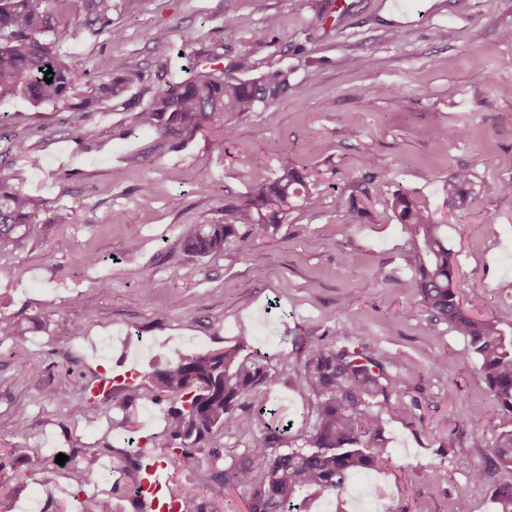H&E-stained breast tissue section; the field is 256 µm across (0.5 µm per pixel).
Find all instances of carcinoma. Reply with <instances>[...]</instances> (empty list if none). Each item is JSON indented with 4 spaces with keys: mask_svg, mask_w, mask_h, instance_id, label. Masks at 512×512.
I'll return each mask as SVG.
<instances>
[{
    "mask_svg": "<svg viewBox=\"0 0 512 512\" xmlns=\"http://www.w3.org/2000/svg\"><path fill=\"white\" fill-rule=\"evenodd\" d=\"M110 13L112 0H0V98L23 97L39 104L68 100L81 75L44 36L68 23L100 30L109 23ZM100 67L109 78L121 75L120 83L131 74L130 62L120 55L105 58ZM251 71V56L245 53L233 61L229 72L171 84L138 113L136 125L176 133L213 117L268 107L287 93L288 70L270 69L249 78ZM46 76L52 82L44 81ZM445 191L452 211H470L469 170L452 172ZM384 194L379 184L352 186L349 212L355 219L369 216L371 199ZM312 200L304 166L285 162L245 200L225 208L224 223L188 227L183 250L191 258L220 253L229 239L246 240L240 228L275 229L295 203ZM390 206L411 245L415 275L409 287L435 319L467 340L468 351L479 359L498 419L494 462L512 468V336L505 335L496 320L475 316L478 300L460 298L454 285L456 257L434 214L403 189L392 193ZM41 207L38 196L17 190L11 176L0 169V251L18 243ZM151 378L154 398L170 403L165 435L171 453L194 466L198 487L213 496L224 497L226 487L247 492L249 512H308L309 502L339 495L348 478L389 461L384 416L393 411L391 397L397 384L386 366L364 349L357 352L331 343L311 350L301 381L315 398V422L300 445L288 429H272L264 421L267 414L275 416L274 411L263 406L254 414L243 410L244 396L273 381L271 358L247 352L244 340L224 349L180 356L155 369ZM260 425L266 428L264 438L249 454L259 462L261 476L251 465L218 468L210 448L213 437L246 436ZM9 453L43 463L41 449L27 443L14 444ZM169 493L183 512H202L193 506L191 491L171 485ZM492 498L496 512H512V483L495 486Z\"/></svg>",
    "mask_w": 512,
    "mask_h": 512,
    "instance_id": "carcinoma-1",
    "label": "carcinoma"
}]
</instances>
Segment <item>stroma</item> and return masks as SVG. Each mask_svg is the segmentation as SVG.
Returning a JSON list of instances; mask_svg holds the SVG:
<instances>
[{"instance_id": "35a3bbf8", "label": "stroma", "mask_w": 512, "mask_h": 512, "mask_svg": "<svg viewBox=\"0 0 512 512\" xmlns=\"http://www.w3.org/2000/svg\"><path fill=\"white\" fill-rule=\"evenodd\" d=\"M228 16L241 26L225 27ZM111 19L95 32H60L58 52L82 74L68 101L0 100L12 183L43 200L26 237L0 253V318L22 329L0 336V512H78L88 466L100 474L90 491L104 512H145L134 499L139 471L125 458L133 445L141 462L166 463L170 482L192 486L193 467L166 459L168 403L151 397L145 377L243 337L271 357L274 377L265 394L244 398L245 410L277 409L293 435L315 421L304 363L336 339L365 344L413 408L387 418L389 462L319 501V512H367L363 485L382 512H495L493 488L512 470L490 463L496 420L480 363L408 288V235L385 199L373 200L372 221L353 224L347 198L364 183L420 200L444 222L459 295L479 297L480 315L512 334V0H112ZM159 28L169 43L152 41ZM243 53L255 73H290L270 108L177 138L137 127L166 83L221 71ZM113 54L138 78L93 102L100 63ZM372 85L396 93L375 97ZM75 124L82 140L69 136ZM228 125L231 140L215 150ZM437 130L450 134L446 151L430 137ZM16 138L30 148L20 158L9 153ZM285 162L306 165L315 207L221 255L183 253L185 227L223 222L225 205ZM460 168L475 200L455 216L444 183ZM103 278L109 291L97 286ZM102 336L113 339L106 359L95 351ZM20 346L30 359L22 379ZM132 384L141 395L130 402ZM123 419L135 422L132 436L114 431ZM20 423L42 465L10 455ZM61 453L68 463L57 464Z\"/></svg>"}]
</instances>
